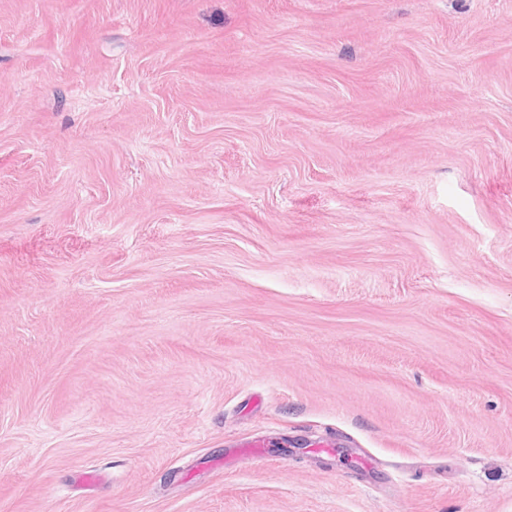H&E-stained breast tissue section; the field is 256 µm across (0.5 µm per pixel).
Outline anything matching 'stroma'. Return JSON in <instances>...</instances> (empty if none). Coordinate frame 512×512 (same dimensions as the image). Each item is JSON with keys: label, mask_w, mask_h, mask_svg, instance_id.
<instances>
[{"label": "stroma", "mask_w": 512, "mask_h": 512, "mask_svg": "<svg viewBox=\"0 0 512 512\" xmlns=\"http://www.w3.org/2000/svg\"><path fill=\"white\" fill-rule=\"evenodd\" d=\"M0 512H512V0H0Z\"/></svg>", "instance_id": "35a3bbf8"}]
</instances>
